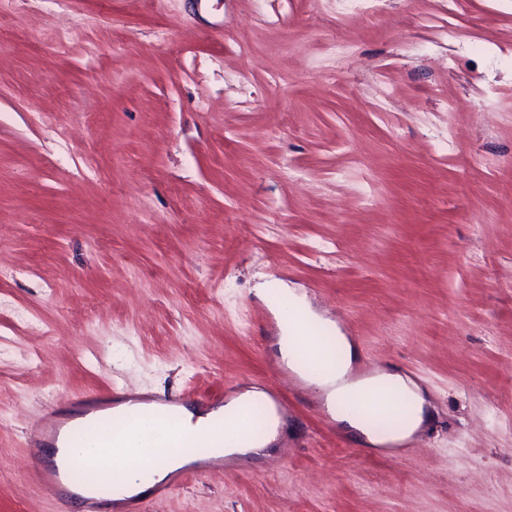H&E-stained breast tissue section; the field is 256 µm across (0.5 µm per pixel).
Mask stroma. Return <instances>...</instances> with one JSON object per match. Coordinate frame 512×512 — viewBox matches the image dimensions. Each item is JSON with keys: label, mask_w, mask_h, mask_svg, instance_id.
<instances>
[{"label": "stroma", "mask_w": 512, "mask_h": 512, "mask_svg": "<svg viewBox=\"0 0 512 512\" xmlns=\"http://www.w3.org/2000/svg\"><path fill=\"white\" fill-rule=\"evenodd\" d=\"M0 24V512H74L28 436L78 393L273 373L272 447L142 512H512V0H0ZM263 278L352 339L354 377H412L425 430L322 424Z\"/></svg>", "instance_id": "stroma-1"}]
</instances>
